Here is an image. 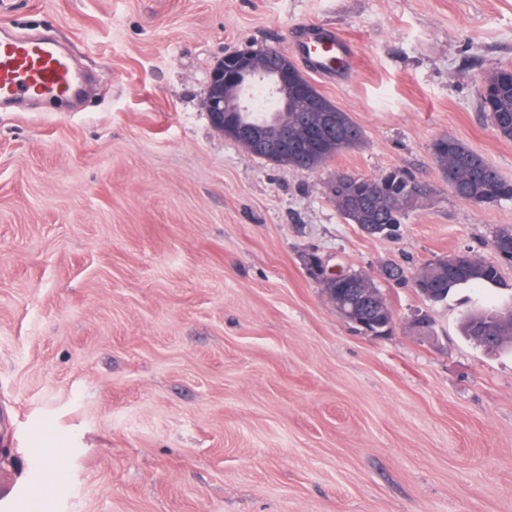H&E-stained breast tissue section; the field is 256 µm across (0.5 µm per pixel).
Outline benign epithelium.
<instances>
[{"label": "benign epithelium", "mask_w": 512, "mask_h": 512, "mask_svg": "<svg viewBox=\"0 0 512 512\" xmlns=\"http://www.w3.org/2000/svg\"><path fill=\"white\" fill-rule=\"evenodd\" d=\"M262 83L277 104L273 115H255L242 122L240 112H250L249 88ZM304 103V113L297 126L325 137L336 134L332 112L335 108L318 102V89L300 69L296 61L274 46H246L224 54L223 61L214 65L202 106L214 129L224 136L248 144L254 150L274 159L292 150L304 156L308 142L298 137L296 129L279 113L294 112ZM310 275L335 287L326 289L336 314L367 334L382 337L394 329V321L382 324L377 318L379 299L375 289L361 288L353 278L336 281V268H328L314 255L308 258Z\"/></svg>", "instance_id": "7a95c632"}]
</instances>
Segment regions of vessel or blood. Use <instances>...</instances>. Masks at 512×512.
<instances>
[{"mask_svg":"<svg viewBox=\"0 0 512 512\" xmlns=\"http://www.w3.org/2000/svg\"><path fill=\"white\" fill-rule=\"evenodd\" d=\"M309 58L317 73L353 68L349 43L326 29L311 47ZM81 75L65 51L43 36L17 35L0 26V106L35 99L55 106L72 101Z\"/></svg>","mask_w":512,"mask_h":512,"instance_id":"b4317fda","label":"vessel or blood"}]
</instances>
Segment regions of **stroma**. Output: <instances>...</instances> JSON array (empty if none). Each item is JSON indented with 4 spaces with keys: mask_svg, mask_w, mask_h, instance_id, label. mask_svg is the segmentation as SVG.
<instances>
[{
    "mask_svg": "<svg viewBox=\"0 0 512 512\" xmlns=\"http://www.w3.org/2000/svg\"><path fill=\"white\" fill-rule=\"evenodd\" d=\"M5 19L86 77L61 111H0V483L29 512H512V351L411 282L457 250L494 259L512 228V200L456 198L431 153L459 139L512 181L480 104L512 67V0H15ZM326 27L357 65L314 83L359 149L303 172L212 127L226 51ZM391 169L434 189L397 236L324 195ZM311 254L371 277L393 333L340 319Z\"/></svg>",
    "mask_w": 512,
    "mask_h": 512,
    "instance_id": "1",
    "label": "stroma"
}]
</instances>
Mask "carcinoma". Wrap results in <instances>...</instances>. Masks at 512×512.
Listing matches in <instances>:
<instances>
[{
    "mask_svg": "<svg viewBox=\"0 0 512 512\" xmlns=\"http://www.w3.org/2000/svg\"><path fill=\"white\" fill-rule=\"evenodd\" d=\"M511 81L512 71L497 70L483 78L480 95L481 106L489 113L494 131L509 140L512 139ZM338 117L336 138L320 147L308 168L317 170L334 156L362 145L363 130L350 114L342 110ZM432 156L457 198L478 205L512 200V182L505 180L492 164L464 142L451 137L438 138L433 143ZM324 193L348 223L360 227L383 224L391 236L396 234L406 216L430 197L421 191L419 181L402 169L389 170L378 178L350 174L341 185L333 178L325 183ZM492 248L499 257L511 261L512 229L497 232ZM499 279L497 263L459 250L426 263L414 275L413 285L432 289L434 302L442 303L459 289L483 288L498 283ZM463 329L482 346L490 336H512V307H485L478 316L469 312L464 317Z\"/></svg>",
    "mask_w": 512,
    "mask_h": 512,
    "instance_id": "cac0c4a2",
    "label": "carcinoma"
}]
</instances>
